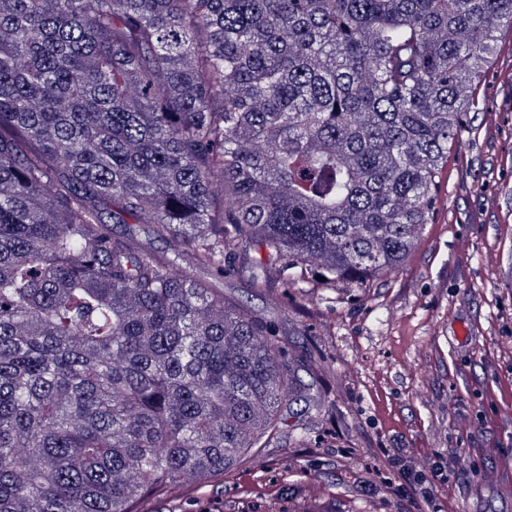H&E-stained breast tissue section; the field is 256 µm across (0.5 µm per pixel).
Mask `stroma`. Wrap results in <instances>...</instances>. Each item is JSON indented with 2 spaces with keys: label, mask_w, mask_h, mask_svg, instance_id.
<instances>
[{
  "label": "stroma",
  "mask_w": 512,
  "mask_h": 512,
  "mask_svg": "<svg viewBox=\"0 0 512 512\" xmlns=\"http://www.w3.org/2000/svg\"><path fill=\"white\" fill-rule=\"evenodd\" d=\"M478 115L454 143L437 221L389 276L307 291L252 287L241 258L220 286L230 303L275 327L300 356L304 382L332 410L283 408L282 432L260 458L224 477L150 498L140 512H265L257 486L288 512H512V403L497 401L512 377V82L488 74ZM303 423L306 441L295 438ZM401 454L415 473L453 458L456 479L417 507L391 495L376 454ZM273 474L259 477V460Z\"/></svg>",
  "instance_id": "stroma-1"
}]
</instances>
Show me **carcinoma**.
I'll return each mask as SVG.
<instances>
[{
  "label": "carcinoma",
  "mask_w": 512,
  "mask_h": 512,
  "mask_svg": "<svg viewBox=\"0 0 512 512\" xmlns=\"http://www.w3.org/2000/svg\"><path fill=\"white\" fill-rule=\"evenodd\" d=\"M504 26L512 0H0V512H138L321 412L191 270H398ZM114 233L121 236H133L144 248L165 253L178 266L186 267L188 258L185 252L174 250L168 243L155 238L149 224H114Z\"/></svg>",
  "instance_id": "1"
}]
</instances>
